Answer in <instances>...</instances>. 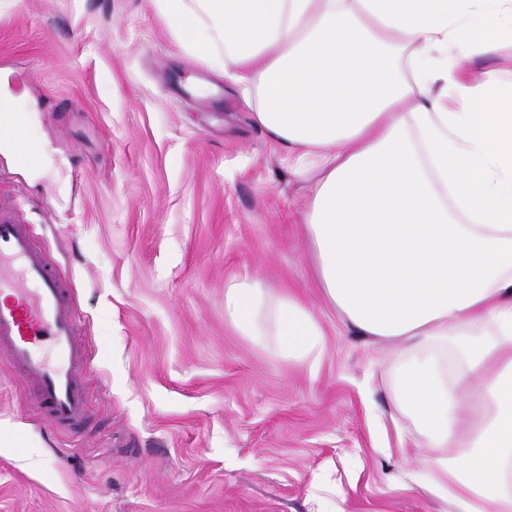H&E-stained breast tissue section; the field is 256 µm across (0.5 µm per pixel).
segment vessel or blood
<instances>
[{
  "label": "vessel or blood",
  "instance_id": "b4317fda",
  "mask_svg": "<svg viewBox=\"0 0 512 512\" xmlns=\"http://www.w3.org/2000/svg\"><path fill=\"white\" fill-rule=\"evenodd\" d=\"M0 363L34 387L55 425L86 422L89 365L71 290L34 248L30 226L8 214H0Z\"/></svg>",
  "mask_w": 512,
  "mask_h": 512
}]
</instances>
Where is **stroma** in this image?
Listing matches in <instances>:
<instances>
[{
    "mask_svg": "<svg viewBox=\"0 0 512 512\" xmlns=\"http://www.w3.org/2000/svg\"><path fill=\"white\" fill-rule=\"evenodd\" d=\"M53 163L0 146V208L67 282L90 360L81 436L0 365V512H450L410 481L391 340L355 335L304 230L290 168L243 85L187 52L151 0H0V97ZM260 276L320 322L317 371L224 320Z\"/></svg>",
    "mask_w": 512,
    "mask_h": 512,
    "instance_id": "stroma-1",
    "label": "stroma"
}]
</instances>
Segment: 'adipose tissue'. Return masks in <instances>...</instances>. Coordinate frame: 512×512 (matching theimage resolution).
<instances>
[{
  "instance_id": "obj_1",
  "label": "adipose tissue",
  "mask_w": 512,
  "mask_h": 512,
  "mask_svg": "<svg viewBox=\"0 0 512 512\" xmlns=\"http://www.w3.org/2000/svg\"><path fill=\"white\" fill-rule=\"evenodd\" d=\"M172 35L254 92L253 120L319 178L306 202L324 292L437 449L413 483L450 512H512V0H152ZM0 106V142L34 155ZM224 318L317 369L324 331L245 275ZM454 456H445V449Z\"/></svg>"
}]
</instances>
